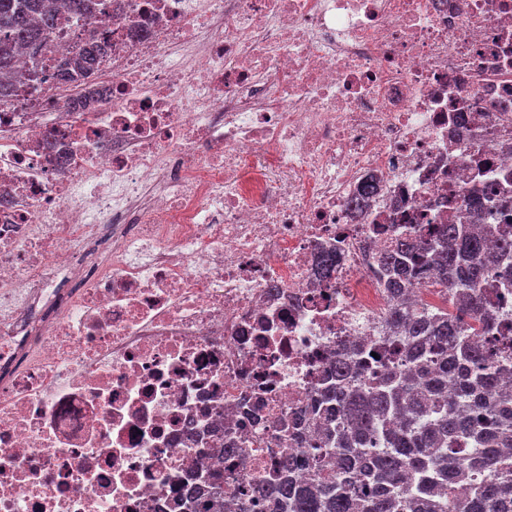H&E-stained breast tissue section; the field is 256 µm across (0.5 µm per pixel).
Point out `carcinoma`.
<instances>
[{"label":"carcinoma","mask_w":512,"mask_h":512,"mask_svg":"<svg viewBox=\"0 0 512 512\" xmlns=\"http://www.w3.org/2000/svg\"><path fill=\"white\" fill-rule=\"evenodd\" d=\"M53 2L0 0L1 101L16 90L19 49L48 51L59 20ZM65 2L76 18L96 12L97 0ZM100 57L99 44L87 41L57 60L50 78L81 82ZM507 253L512 237L491 251L482 236L439 224L431 239L400 241L382 255L387 288L407 303L383 317L392 335L331 363L313 410L320 444L283 457L279 478L254 484L240 512H512V358L474 340L497 332L480 288L498 272L512 289L500 269ZM425 280L452 308L419 303ZM462 484L470 495L460 505ZM192 512H225L224 494L198 498Z\"/></svg>","instance_id":"carcinoma-1"}]
</instances>
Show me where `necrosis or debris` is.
<instances>
[{
    "instance_id": "4bbe7bcc",
    "label": "necrosis or debris",
    "mask_w": 512,
    "mask_h": 512,
    "mask_svg": "<svg viewBox=\"0 0 512 512\" xmlns=\"http://www.w3.org/2000/svg\"><path fill=\"white\" fill-rule=\"evenodd\" d=\"M107 104L0 102V512L224 505L300 455L378 259L507 222L512 0H100ZM335 255L321 274L322 254Z\"/></svg>"
}]
</instances>
